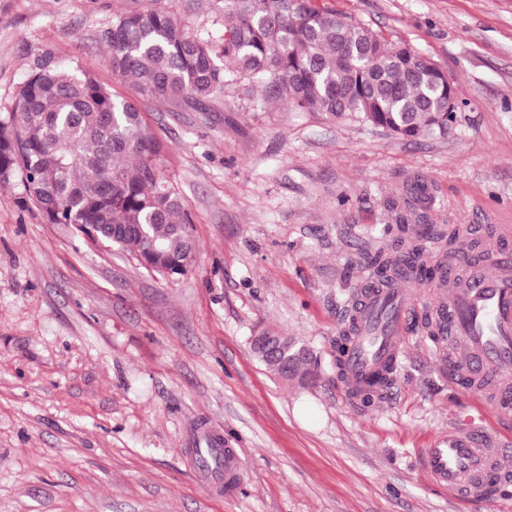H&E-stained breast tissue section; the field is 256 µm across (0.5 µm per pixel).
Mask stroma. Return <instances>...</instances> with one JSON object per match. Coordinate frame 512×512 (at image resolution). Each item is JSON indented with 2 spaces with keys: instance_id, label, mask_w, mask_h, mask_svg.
<instances>
[{
  "instance_id": "obj_1",
  "label": "stroma",
  "mask_w": 512,
  "mask_h": 512,
  "mask_svg": "<svg viewBox=\"0 0 512 512\" xmlns=\"http://www.w3.org/2000/svg\"><path fill=\"white\" fill-rule=\"evenodd\" d=\"M446 71L447 138L372 125L228 88L210 112L138 97L101 43L119 0H0V113L44 54L136 101L158 167L193 223L196 261L164 280L127 254L47 224L20 179L0 187V512H504L429 483L419 454L467 393L418 318L385 401L336 375L367 259L455 224L483 242L512 225V0H328ZM433 197L423 207L413 182ZM307 347L317 375H271L250 339ZM241 458L235 492L191 466L201 430Z\"/></svg>"
}]
</instances>
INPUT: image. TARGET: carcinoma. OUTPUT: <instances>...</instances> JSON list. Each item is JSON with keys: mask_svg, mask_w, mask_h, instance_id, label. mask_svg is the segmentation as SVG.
Wrapping results in <instances>:
<instances>
[{"mask_svg": "<svg viewBox=\"0 0 512 512\" xmlns=\"http://www.w3.org/2000/svg\"><path fill=\"white\" fill-rule=\"evenodd\" d=\"M221 35L188 28L164 0H127L101 33L112 72L138 94L208 112L226 87L247 82L292 112L357 118L402 140L444 138L458 112L453 81L404 42L326 0H224ZM160 143L141 112L90 72L42 60L0 118V185L21 176L49 224L127 251L164 279L195 263L191 221L160 175ZM422 248L380 251V275L404 262L431 278ZM303 382L312 357L295 344Z\"/></svg>", "mask_w": 512, "mask_h": 512, "instance_id": "carcinoma-1", "label": "carcinoma"}]
</instances>
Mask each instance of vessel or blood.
<instances>
[{
  "label": "vessel or blood",
  "instance_id": "b4317fda",
  "mask_svg": "<svg viewBox=\"0 0 512 512\" xmlns=\"http://www.w3.org/2000/svg\"><path fill=\"white\" fill-rule=\"evenodd\" d=\"M427 335L447 343L450 380L475 398L472 411L453 418L421 454V467L437 486L467 503L493 500L512 481V447L484 423L495 412L512 422V252L477 260L457 253L442 262ZM415 282L392 276L363 282L346 327L341 384L352 399L379 393L404 355L407 326L417 308Z\"/></svg>",
  "mask_w": 512,
  "mask_h": 512
}]
</instances>
